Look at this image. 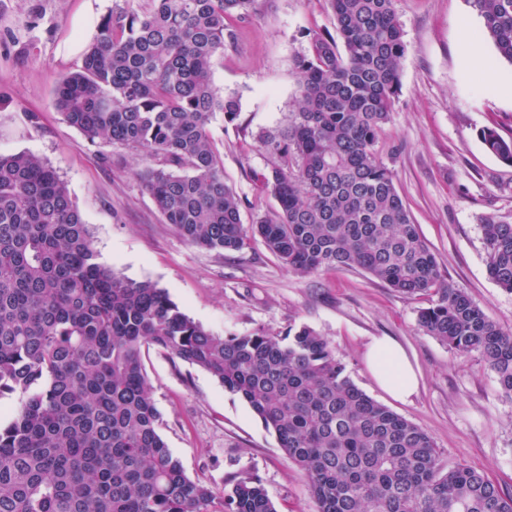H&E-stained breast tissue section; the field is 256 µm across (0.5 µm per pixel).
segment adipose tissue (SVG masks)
Listing matches in <instances>:
<instances>
[{
  "label": "adipose tissue",
  "mask_w": 512,
  "mask_h": 512,
  "mask_svg": "<svg viewBox=\"0 0 512 512\" xmlns=\"http://www.w3.org/2000/svg\"><path fill=\"white\" fill-rule=\"evenodd\" d=\"M366 363L379 386L395 400H409L418 390L417 375L403 349L391 337L370 340Z\"/></svg>",
  "instance_id": "obj_1"
}]
</instances>
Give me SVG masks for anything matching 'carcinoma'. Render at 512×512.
<instances>
[{
  "label": "carcinoma",
  "instance_id": "cac0c4a2",
  "mask_svg": "<svg viewBox=\"0 0 512 512\" xmlns=\"http://www.w3.org/2000/svg\"><path fill=\"white\" fill-rule=\"evenodd\" d=\"M336 33L310 34L294 60L295 109L266 134L261 187L276 214L246 226L224 183L210 124L234 96L212 82L234 42L226 20L255 0H115L80 70L53 103L91 142L151 161L142 183L188 243L239 252L258 236L289 271L358 268L418 297V326L460 357L478 354L512 396V332L450 288L378 144L401 89L406 51L395 0H329ZM512 63V0H471ZM512 163V139L481 133ZM487 271L512 293V224L480 217ZM208 372L274 432L307 479L317 512H512L485 473L443 466L431 437L363 392L308 326L278 336H217L149 281L98 262L67 184L40 156L0 154V512H277L259 477L224 491L191 480L159 433L143 353Z\"/></svg>",
  "mask_w": 512,
  "mask_h": 512
}]
</instances>
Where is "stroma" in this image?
<instances>
[{
    "instance_id": "obj_1",
    "label": "stroma",
    "mask_w": 512,
    "mask_h": 512,
    "mask_svg": "<svg viewBox=\"0 0 512 512\" xmlns=\"http://www.w3.org/2000/svg\"><path fill=\"white\" fill-rule=\"evenodd\" d=\"M113 0H0V154L47 159L66 181L103 265L149 281L195 322L219 336L263 330L285 335L306 325L325 336L355 384L414 423L448 465L484 472L512 495V398L478 356L457 358L417 325L424 302L349 268L308 276L289 272L252 239L239 252L188 244L166 224L144 190L131 151L91 143L53 105V89L81 64L85 45ZM404 31L401 90L381 155L416 224L436 254L445 282L512 332V293L487 274L479 219L512 222V165L483 144V129L512 139V99L492 94L464 62L459 21L480 35L470 0H396ZM212 69L214 85L236 97L239 114H216L210 130L224 161V181L242 198L243 224L278 205L255 180L266 155L258 138L284 128L297 97L292 62L307 53L313 31H334L328 0H257ZM37 113L29 122L28 113ZM403 347L419 390L394 400L365 363L372 337ZM147 380L160 412L159 432L187 476L223 491L239 472L257 475L278 512H316L306 480L274 433L248 404L204 370L152 349Z\"/></svg>"
}]
</instances>
